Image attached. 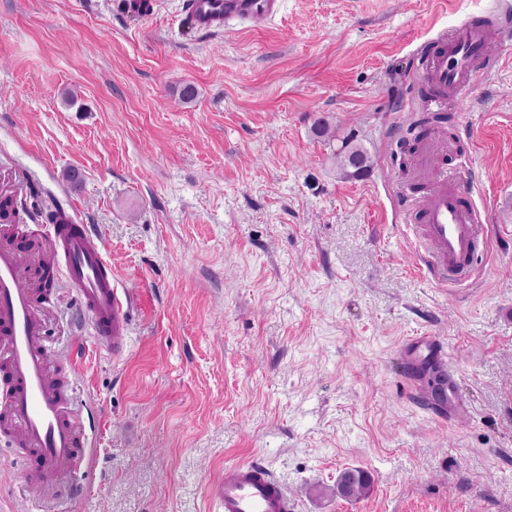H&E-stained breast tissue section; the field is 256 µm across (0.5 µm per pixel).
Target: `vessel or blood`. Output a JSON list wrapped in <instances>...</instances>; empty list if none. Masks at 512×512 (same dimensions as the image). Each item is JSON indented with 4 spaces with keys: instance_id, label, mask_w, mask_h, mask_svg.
Instances as JSON below:
<instances>
[{
    "instance_id": "b4317fda",
    "label": "vessel or blood",
    "mask_w": 512,
    "mask_h": 512,
    "mask_svg": "<svg viewBox=\"0 0 512 512\" xmlns=\"http://www.w3.org/2000/svg\"><path fill=\"white\" fill-rule=\"evenodd\" d=\"M281 0H186V15L197 32L215 34L232 23L273 17ZM496 40L486 19L463 24L435 39L422 60V78L430 89L420 107L443 112L477 79L481 61ZM444 132L421 140L412 154L410 178L400 198L414 220V234L431 280L457 285L468 278L490 227L461 182L459 166L447 162ZM61 270L88 334L112 355H121L129 333L130 294L119 288L99 237L73 206L53 208L40 239L20 246L13 225L0 224V436L22 460L24 490L49 500L59 479L81 469L92 446L91 426L74 408V387L50 369L45 343L48 300L37 272ZM407 372L410 398H418L414 366L428 362L435 387L427 409L439 422L458 406L454 368L445 338L428 335L398 349ZM205 497L218 512H293L287 489L263 465L239 463L206 481Z\"/></svg>"
}]
</instances>
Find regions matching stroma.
<instances>
[{"mask_svg": "<svg viewBox=\"0 0 512 512\" xmlns=\"http://www.w3.org/2000/svg\"><path fill=\"white\" fill-rule=\"evenodd\" d=\"M447 2L284 0L202 35L183 0H0V194L24 177L74 206L133 298L121 356L84 340L92 462L51 512H208L205 480L243 460L295 512H512V35L448 108L449 161L492 226L468 287L422 272L398 193L421 55L512 13ZM346 139L363 178L339 175ZM424 331L459 373L447 424L410 402L395 355ZM19 468L0 439V512H42ZM348 468L368 494L337 496ZM337 165L347 178L365 175L370 168V156L361 145L345 143L336 155Z\"/></svg>", "mask_w": 512, "mask_h": 512, "instance_id": "35a3bbf8", "label": "stroma"}]
</instances>
